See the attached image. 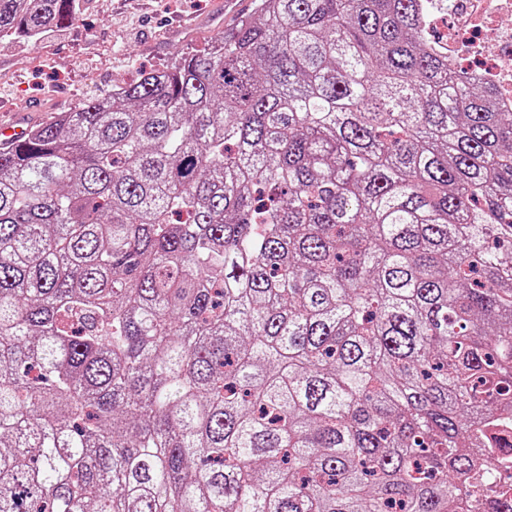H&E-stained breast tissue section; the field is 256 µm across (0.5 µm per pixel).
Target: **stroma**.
I'll use <instances>...</instances> for the list:
<instances>
[{"label": "stroma", "mask_w": 512, "mask_h": 512, "mask_svg": "<svg viewBox=\"0 0 512 512\" xmlns=\"http://www.w3.org/2000/svg\"><path fill=\"white\" fill-rule=\"evenodd\" d=\"M254 0H83L78 20L37 42H0V100L39 125L162 67L249 16Z\"/></svg>", "instance_id": "obj_1"}]
</instances>
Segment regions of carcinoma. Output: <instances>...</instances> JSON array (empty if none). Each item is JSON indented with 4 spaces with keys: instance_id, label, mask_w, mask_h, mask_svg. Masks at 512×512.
<instances>
[{
    "instance_id": "1",
    "label": "carcinoma",
    "mask_w": 512,
    "mask_h": 512,
    "mask_svg": "<svg viewBox=\"0 0 512 512\" xmlns=\"http://www.w3.org/2000/svg\"><path fill=\"white\" fill-rule=\"evenodd\" d=\"M448 0H255L0 149V512H459L512 383V111ZM78 0H0V40Z\"/></svg>"
}]
</instances>
